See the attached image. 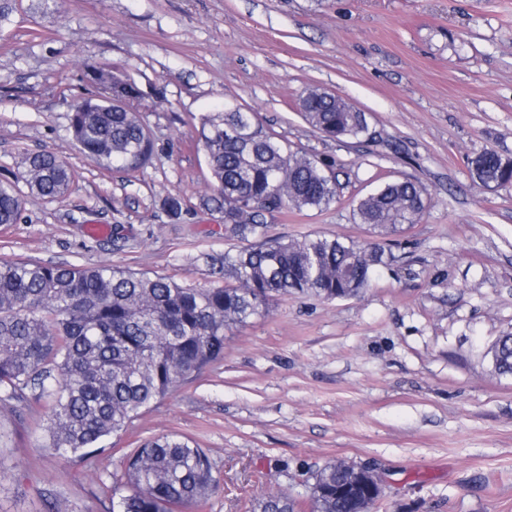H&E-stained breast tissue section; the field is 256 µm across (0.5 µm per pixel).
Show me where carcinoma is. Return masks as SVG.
I'll use <instances>...</instances> for the list:
<instances>
[{"label":"carcinoma","instance_id":"obj_1","mask_svg":"<svg viewBox=\"0 0 512 512\" xmlns=\"http://www.w3.org/2000/svg\"><path fill=\"white\" fill-rule=\"evenodd\" d=\"M98 93L71 112L79 148L99 164L137 171L153 156L154 140L130 102L141 97L123 73L92 66ZM304 120L330 137L357 138L367 130L345 99L309 88L299 99ZM201 145L211 176L208 202L224 210V236L259 238L220 258L228 283L190 288L172 279L109 264L46 265L0 258V409L20 418L37 404L46 409L42 449L58 458L92 463L102 442L127 429L154 403L224 354V332L265 315L278 296H356L372 283L385 251L339 236L300 239L266 235L264 215L322 209L336 199L334 168L300 151L235 109L203 119ZM474 178L491 188L512 184V160L485 150L469 161ZM21 177L31 192L65 197L74 171L53 153L27 155ZM426 189L410 179L386 183L361 198L356 215L379 236L418 223L428 207ZM23 200L0 182V224L20 220ZM494 371L512 375V334L487 349ZM345 471L326 464L313 479L331 489ZM206 449L192 438L167 435L145 441L112 473L98 493L112 512H200L217 492ZM310 512H350L336 494L309 495ZM303 504L270 495L251 512H301Z\"/></svg>","mask_w":512,"mask_h":512}]
</instances>
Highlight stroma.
Listing matches in <instances>:
<instances>
[{"label": "stroma", "instance_id": "35a3bbf8", "mask_svg": "<svg viewBox=\"0 0 512 512\" xmlns=\"http://www.w3.org/2000/svg\"><path fill=\"white\" fill-rule=\"evenodd\" d=\"M23 0L0 30V181L51 151L75 180L66 197L18 189L19 223L0 225V257L112 266L194 288L223 285L213 264L247 242L224 234L207 201L203 119L226 108L334 164L335 202L266 215L272 236L371 240L355 209L385 183L428 191L417 224L386 237V263L359 296L279 297L234 326L224 357L121 433L95 464L40 448L43 414H0V512H108L100 475L144 441L194 438L221 487L204 512H246L285 493L304 500L327 462L369 465L385 483L376 512H512V377L485 356L512 332V185H478L468 160L512 159V0ZM95 62L131 76L155 140L136 172L106 169L72 141L69 115L95 94ZM319 87L363 112L356 139L301 117ZM184 200L179 218L162 208ZM120 224L125 241L96 237Z\"/></svg>", "mask_w": 512, "mask_h": 512}]
</instances>
